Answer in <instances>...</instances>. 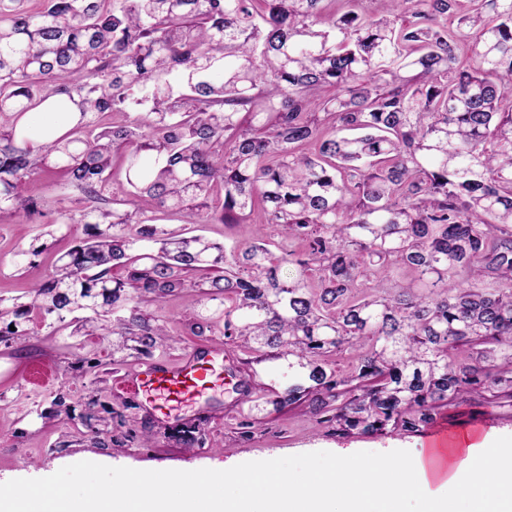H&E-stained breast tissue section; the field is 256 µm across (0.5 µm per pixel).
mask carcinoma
Segmentation results:
<instances>
[{
  "label": "carcinoma",
  "mask_w": 512,
  "mask_h": 512,
  "mask_svg": "<svg viewBox=\"0 0 512 512\" xmlns=\"http://www.w3.org/2000/svg\"><path fill=\"white\" fill-rule=\"evenodd\" d=\"M322 2L0 0V214L43 215L21 187L59 173L81 207L52 224L86 229L15 314L81 310L112 354L149 356L170 333L144 307L204 273L222 317L200 312L187 334L221 323L242 364L285 362L264 404L303 406L338 437L423 433L459 400H512V0H474L454 29L456 0H384L376 18ZM60 94L72 128L33 144L19 120ZM132 100L146 116L128 118ZM160 213L252 214L262 231L226 248ZM344 350L347 372L327 362ZM241 392L248 438L265 408ZM87 405L92 441L136 437L128 403L108 418Z\"/></svg>",
  "instance_id": "1"
}]
</instances>
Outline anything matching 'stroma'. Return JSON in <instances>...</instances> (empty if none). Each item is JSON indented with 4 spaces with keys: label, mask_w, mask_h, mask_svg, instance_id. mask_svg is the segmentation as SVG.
Segmentation results:
<instances>
[{
    "label": "stroma",
    "mask_w": 512,
    "mask_h": 512,
    "mask_svg": "<svg viewBox=\"0 0 512 512\" xmlns=\"http://www.w3.org/2000/svg\"><path fill=\"white\" fill-rule=\"evenodd\" d=\"M23 194L36 197L47 218L58 210L77 209L76 193L68 191L56 174H43L22 186ZM42 228L41 222L18 216H0V326L13 316V298L24 295L30 284L50 273L57 257L84 237L83 225L64 227L46 238V247L34 264L18 269L12 257L28 245ZM207 303L201 289L186 287L167 297L154 315L166 322L176 339L156 349L152 357H125L112 363V339L108 336H78L70 322L33 316L22 322L21 340L0 344V490L43 478L70 484L78 492L102 490L124 472L148 477L158 471L180 473L238 465L255 466L275 459L297 474L310 467H323L338 457L363 463L387 456L411 455L425 448L431 438L479 430L491 438L512 440V402L486 403L467 400L450 407L443 418L423 434L396 431L385 436L353 435L336 438L306 414L304 408L289 407L272 413L265 425L250 438L236 431L242 408L236 386L246 379L253 395L282 381L278 365L249 369L242 365L239 344L225 341L222 329L202 336L183 333L186 316L204 310ZM223 347L237 369L238 379L216 370L202 392L170 402L168 417L151 415L146 397L122 389L123 380L141 370L147 360L177 362L190 353ZM98 361L95 369L81 367L82 359ZM65 406H58L57 397ZM112 405L129 402L128 425L136 439L116 445L85 441L82 416L90 398ZM198 426L201 444L185 447L177 429ZM83 467H74V460Z\"/></svg>",
    "instance_id": "obj_1"
}]
</instances>
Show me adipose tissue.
I'll return each instance as SVG.
<instances>
[{"instance_id": "ef3b65f1", "label": "adipose tissue", "mask_w": 512, "mask_h": 512, "mask_svg": "<svg viewBox=\"0 0 512 512\" xmlns=\"http://www.w3.org/2000/svg\"><path fill=\"white\" fill-rule=\"evenodd\" d=\"M21 126L39 143L64 135L70 113L44 104ZM512 512V447L463 432L409 457L360 464L338 458L295 477L279 463L169 479L122 475L116 488L76 493L62 482L20 484L0 493V512Z\"/></svg>"}]
</instances>
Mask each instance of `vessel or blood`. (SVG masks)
Wrapping results in <instances>:
<instances>
[{"mask_svg": "<svg viewBox=\"0 0 512 512\" xmlns=\"http://www.w3.org/2000/svg\"><path fill=\"white\" fill-rule=\"evenodd\" d=\"M222 353L221 348L210 349L208 355H190L178 362H153L131 378L128 389L155 392V400L149 401L150 412L160 411L161 401H176L205 385L209 375V362Z\"/></svg>", "mask_w": 512, "mask_h": 512, "instance_id": "obj_1", "label": "vessel or blood"}]
</instances>
